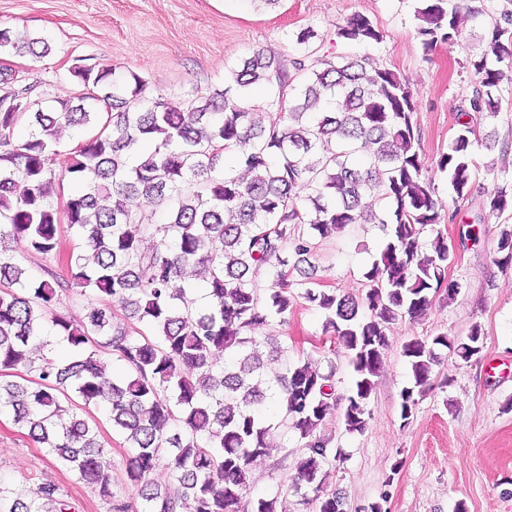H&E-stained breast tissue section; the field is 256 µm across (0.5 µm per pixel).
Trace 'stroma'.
<instances>
[{
  "label": "stroma",
  "mask_w": 512,
  "mask_h": 512,
  "mask_svg": "<svg viewBox=\"0 0 512 512\" xmlns=\"http://www.w3.org/2000/svg\"><path fill=\"white\" fill-rule=\"evenodd\" d=\"M471 12L455 46L437 45L424 52L415 17L418 0H0V29L25 31L46 38L52 52L34 60L0 55V67L14 70L26 83L44 82L52 95L70 99L83 90L68 73L73 59L111 66L116 79L134 72L150 93H162L175 105L191 94L212 95L223 89L241 59L261 51L292 59L296 36L304 28L317 33L314 46L321 59L367 53L410 85L416 103L413 120L421 136L423 171L442 200L451 191L437 161L454 137L459 112L468 109L475 77L469 65L482 21L512 12V0H448ZM362 14L384 33L381 44L363 48L344 42L336 27ZM476 183L490 194L512 186V153L476 146ZM512 214L489 217L478 244L457 251L448 270L461 290L448 303H438L416 322L393 325L391 346L369 399L364 432L344 429L340 411H332L325 431L333 447L343 448L331 480L344 492V512L388 493L387 512H512V268L492 261L502 224ZM384 234L380 225L358 224L317 242V276L329 288L358 291ZM324 315L297 302L288 322L278 318L257 328L259 336L278 337L288 354H310L336 368L339 392L350 386L343 349L323 344ZM484 331L483 347L469 361L447 357L432 374V386L418 396L409 423L400 419L401 392L412 374L402 355L409 339L445 332L466 336L473 324ZM295 436L272 449L253 470L250 494L281 495L287 512H316L317 504L294 491L295 462L301 454ZM50 480L67 492L76 512H107L90 487L55 467L43 450L0 413V482L37 484Z\"/></svg>",
  "instance_id": "obj_1"
}]
</instances>
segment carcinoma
<instances>
[{
    "mask_svg": "<svg viewBox=\"0 0 512 512\" xmlns=\"http://www.w3.org/2000/svg\"><path fill=\"white\" fill-rule=\"evenodd\" d=\"M418 35L423 50L453 47L462 17L448 0H421ZM337 37L360 46L383 41L367 16L336 26ZM317 33L306 28L298 56L285 65L258 52L230 72L214 98L187 101L184 110L162 94L147 95L136 73L122 84L110 66L73 60L70 76L97 91L108 104L99 132L82 141L59 173L57 129L85 127L99 113L78 101L50 100L48 89L18 83L0 70V370L22 366L27 384L0 381V412L45 449L55 463L109 504V512H277V498H251L253 466L277 440L293 432L304 440L295 464V486L310 489L319 512H343V497L327 489L342 450L321 435L329 410L342 406L346 432L366 429L369 398L391 343V325L427 315L441 295L453 300L459 284L448 279L456 260L448 238L425 233L450 221L476 192L474 144L484 120L499 112L504 71L512 72V13L488 23L478 52L469 59L477 77L470 110L458 113L457 130L440 154L454 210L444 205L420 160L421 136L413 122L414 96L407 81L364 54L332 62L314 57ZM34 59L51 53L44 38L12 37L0 30V49ZM302 81L292 85V75ZM271 87L273 101L288 97L283 122L265 127L245 105L248 89ZM28 131L19 136L21 120ZM252 174L244 182L224 170V150ZM76 190L54 201L56 181ZM305 190L301 196L296 190ZM375 195L383 210L365 209ZM164 206L167 222L154 224L137 201ZM512 211L504 188L482 199V216L468 224L460 245L478 242L477 224ZM81 240L63 253L61 219ZM356 224H379L385 241L365 273L360 293L326 289L316 277V239ZM156 239L142 248V238ZM48 260L66 256L67 277L51 269L28 275L18 249ZM493 262L512 268V224L503 225ZM265 274L269 285L259 287ZM89 298L83 320L60 312L74 295ZM322 310V335L347 352L353 384L345 394L335 374L311 356L288 360V348L252 334L276 316L288 323L296 299ZM148 333L132 337L115 320L114 308ZM51 323L69 352L65 361L44 354L43 323ZM474 324L464 338L439 332L402 346L413 385L401 393L400 419L413 416L415 395L431 386L433 368L446 351L467 362L483 346ZM281 360L265 369V348ZM127 372H106L102 350ZM283 411L265 417L268 402ZM101 409L134 449L128 498L112 492V474L102 461ZM159 466L164 485L150 479ZM60 486L41 482L0 485V512H74Z\"/></svg>",
    "mask_w": 512,
    "mask_h": 512,
    "instance_id": "1",
    "label": "carcinoma"
}]
</instances>
